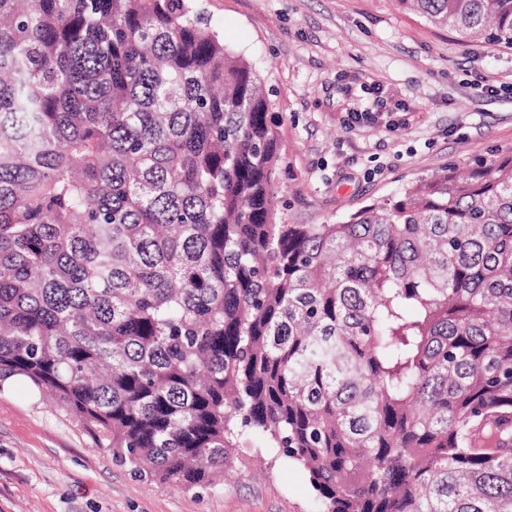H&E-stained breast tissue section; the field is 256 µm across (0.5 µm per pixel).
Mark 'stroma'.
<instances>
[{
    "label": "stroma",
    "instance_id": "1",
    "mask_svg": "<svg viewBox=\"0 0 512 512\" xmlns=\"http://www.w3.org/2000/svg\"><path fill=\"white\" fill-rule=\"evenodd\" d=\"M194 4L273 91L287 223L334 224L442 168L512 154V47L464 40L397 0ZM356 109L374 121L349 125ZM233 458L207 488L143 478L25 383L0 386V512H319L299 463L255 440Z\"/></svg>",
    "mask_w": 512,
    "mask_h": 512
}]
</instances>
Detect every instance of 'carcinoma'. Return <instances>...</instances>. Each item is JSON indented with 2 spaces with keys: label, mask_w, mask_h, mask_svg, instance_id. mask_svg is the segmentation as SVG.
Here are the masks:
<instances>
[{
  "label": "carcinoma",
  "mask_w": 512,
  "mask_h": 512,
  "mask_svg": "<svg viewBox=\"0 0 512 512\" xmlns=\"http://www.w3.org/2000/svg\"><path fill=\"white\" fill-rule=\"evenodd\" d=\"M512 47V0H397ZM275 103L192 0H0V383L141 476L247 439L320 512H512V155L286 224Z\"/></svg>",
  "instance_id": "obj_1"
}]
</instances>
